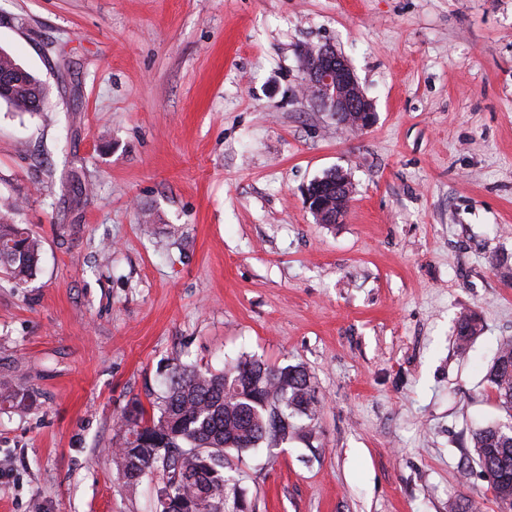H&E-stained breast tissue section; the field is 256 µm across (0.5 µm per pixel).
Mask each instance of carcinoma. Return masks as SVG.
<instances>
[{
  "instance_id": "carcinoma-1",
  "label": "carcinoma",
  "mask_w": 512,
  "mask_h": 512,
  "mask_svg": "<svg viewBox=\"0 0 512 512\" xmlns=\"http://www.w3.org/2000/svg\"><path fill=\"white\" fill-rule=\"evenodd\" d=\"M43 95L41 81L0 49V100L19 112H35ZM17 210L15 203L0 201V270L21 285L36 275L41 243L15 222ZM477 333L475 319L462 320L457 352L466 354ZM486 381L512 414V337L498 344ZM315 391L305 367L275 368L251 356L220 372L175 367L158 398V415L147 419L134 403L120 419L112 465L129 486L154 478L153 512H248L228 451L240 458L263 444L276 446L300 432L296 417L314 423ZM471 444L478 465L495 476L501 512H512V422L475 429Z\"/></svg>"
}]
</instances>
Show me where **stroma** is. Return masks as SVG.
<instances>
[{"label": "stroma", "mask_w": 512, "mask_h": 512, "mask_svg": "<svg viewBox=\"0 0 512 512\" xmlns=\"http://www.w3.org/2000/svg\"><path fill=\"white\" fill-rule=\"evenodd\" d=\"M330 44L373 100L304 93ZM46 88L0 100V197L42 242L0 273V512H152L107 448L170 368L246 353L312 373L311 439L233 461L252 512H500L470 434L512 337V0H0ZM344 169L342 221L303 202ZM480 333L455 351L459 321ZM306 89L336 122L365 129L376 118L374 104L362 90L347 59L332 46L310 48L301 54Z\"/></svg>", "instance_id": "obj_1"}]
</instances>
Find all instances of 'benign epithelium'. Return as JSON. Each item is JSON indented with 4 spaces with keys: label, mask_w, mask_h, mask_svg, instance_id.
<instances>
[{
    "label": "benign epithelium",
    "mask_w": 512,
    "mask_h": 512,
    "mask_svg": "<svg viewBox=\"0 0 512 512\" xmlns=\"http://www.w3.org/2000/svg\"><path fill=\"white\" fill-rule=\"evenodd\" d=\"M301 68L306 89L320 105L333 113L336 122L350 126L354 123L365 129L376 118L374 104L362 90L347 59L329 45L310 48L301 54ZM336 170V209L315 193L320 179L312 181L303 191L307 207L325 217V223L336 224L346 213L353 193L350 178H342Z\"/></svg>",
    "instance_id": "benign-epithelium-1"
}]
</instances>
